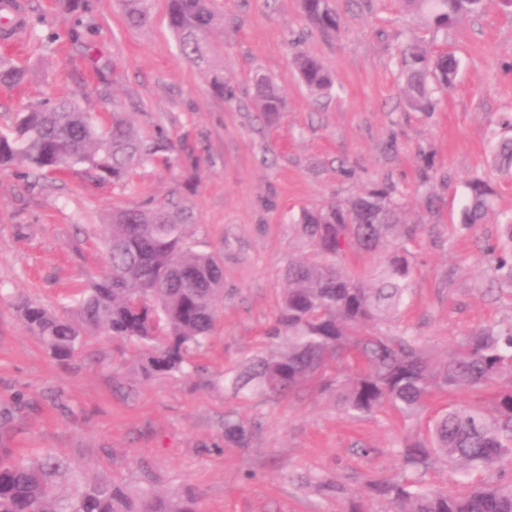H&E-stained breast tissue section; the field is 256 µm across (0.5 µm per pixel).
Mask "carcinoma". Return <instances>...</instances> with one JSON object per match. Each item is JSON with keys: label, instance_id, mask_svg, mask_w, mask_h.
<instances>
[{"label": "carcinoma", "instance_id": "cac0c4a2", "mask_svg": "<svg viewBox=\"0 0 512 512\" xmlns=\"http://www.w3.org/2000/svg\"><path fill=\"white\" fill-rule=\"evenodd\" d=\"M308 20L325 34L340 30L333 0H302ZM436 31L480 14L487 0H401ZM129 26L145 25L150 0H121ZM168 21L182 57L207 72L212 91L227 96L224 67L215 63L211 35L222 24L213 0H167ZM295 63L305 87L328 94L334 84L315 58L303 53ZM405 92L412 105L433 112L436 95L450 92L459 60L443 52L429 56L417 46L401 56ZM26 80V71L0 61V88ZM258 112L276 121L285 100L271 81L258 75L253 84ZM174 151L169 137L140 135L119 105L103 125L69 98L28 107L9 133L0 132V166L20 165L45 174L74 165L98 181L128 180L132 169ZM493 166L512 180V137L496 145ZM468 203L461 224L485 218L491 189L486 181L468 182ZM401 203L386 190L368 189L346 202L304 206L292 225L302 250L284 270L287 287L274 324L265 332L280 348L257 356L234 374L236 393L260 400L290 396L301 386L323 389L331 369L350 370L336 382L337 400L351 416L388 407L403 418H417L438 394L489 393L490 401L451 404L428 419L424 436L397 448L402 473L376 479L371 486L392 512H512V480H496L461 489L434 488L425 480L439 462L463 477L488 472L512 459V326L471 333L440 357L407 330L382 332L381 324L406 300L413 277V253L407 248L415 228L400 223ZM188 216L176 205L129 206L112 212L100 275L77 290L74 304L62 312L30 302L20 304L32 333L60 361L102 332L145 349L142 368L149 375L181 372L214 329L224 269L213 254L186 246ZM350 250L379 252L383 260L369 275L350 274L336 259ZM490 270L512 283V262L496 248L486 250ZM224 440L239 448L251 442L239 421L224 418ZM0 512H195L182 496L136 495L111 481L74 470L49 451L34 456L0 457Z\"/></svg>", "mask_w": 512, "mask_h": 512}]
</instances>
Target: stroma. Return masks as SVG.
<instances>
[{
	"label": "stroma",
	"instance_id": "35a3bbf8",
	"mask_svg": "<svg viewBox=\"0 0 512 512\" xmlns=\"http://www.w3.org/2000/svg\"><path fill=\"white\" fill-rule=\"evenodd\" d=\"M34 30L10 60L24 68L21 89L0 90V130L21 106L66 97L94 118L113 101L132 105L145 135L164 131L171 164L149 161L132 187L99 182L82 166L39 175L0 167V448H47L76 470L136 492L152 488L190 497L196 512H389L368 483L395 476L396 448L423 433L424 419L385 410L354 418L333 390L310 384L261 402L233 395L224 381L271 351L272 324L299 250L290 230L301 207L343 200L368 188L393 190L415 275L391 324L443 355L478 328L512 324V283L487 272L484 252L504 238L512 181L491 164L512 116V9L495 0L484 13L436 34L397 0H335L338 34L306 18L301 0H215L224 26L212 36L232 99L214 95L207 76L184 60L165 0L149 21L128 26L120 0H86L62 12L56 0H21ZM93 46L76 54L73 38ZM453 52L461 61L454 90L436 111L419 112L403 93V47ZM317 59L335 86L313 96L294 52ZM118 62L120 76L87 81L92 60ZM272 79L286 100L276 125L258 120L253 79ZM480 177L496 193L484 223L460 222L467 183ZM435 206H427L426 196ZM173 203L185 208L190 248L217 255L224 296L213 335L185 372L144 374L137 346L94 333L67 364L29 332L15 304L52 310L102 270L113 210ZM252 429L249 448L224 440V418ZM327 480L342 493L322 491Z\"/></svg>",
	"mask_w": 512,
	"mask_h": 512
}]
</instances>
